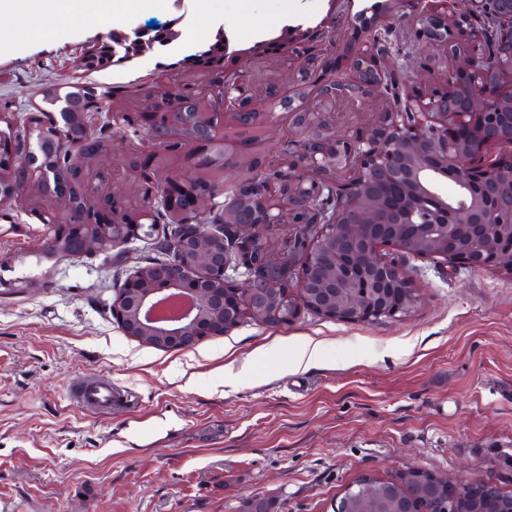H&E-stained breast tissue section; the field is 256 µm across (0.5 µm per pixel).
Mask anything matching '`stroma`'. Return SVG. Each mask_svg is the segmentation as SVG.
Instances as JSON below:
<instances>
[{
	"label": "stroma",
	"mask_w": 512,
	"mask_h": 512,
	"mask_svg": "<svg viewBox=\"0 0 512 512\" xmlns=\"http://www.w3.org/2000/svg\"><path fill=\"white\" fill-rule=\"evenodd\" d=\"M329 14L319 0L312 51L354 37L355 14L382 0H353ZM159 0L129 18V28L184 12L176 46L154 47L81 82L96 93L145 105L161 73L180 72L186 55L214 37L212 16L240 36L234 64L256 111L291 87L292 69L266 5L228 12L225 0ZM15 45L0 48V107L29 111L40 87L65 83L82 46L107 33L87 18L25 14ZM336 133L372 121L382 101L325 103ZM290 117L233 129L224 188L274 162L290 139ZM112 147L120 185L135 194L140 140L132 128L99 127ZM52 230L33 205H0V512H239L264 499L271 512H334L363 474L396 478L415 465L456 481L482 478L512 495V275L452 268L385 252L407 268L419 296L407 316L344 322L301 312L293 322H244L186 350L165 351L126 336L112 298L127 270L149 262L152 242L126 255L90 249L50 253ZM325 344L321 363L293 368L305 338ZM281 342L261 360L256 348ZM252 362L235 386L224 368ZM105 375L125 400L106 414L81 410L69 389Z\"/></svg>",
	"instance_id": "1"
}]
</instances>
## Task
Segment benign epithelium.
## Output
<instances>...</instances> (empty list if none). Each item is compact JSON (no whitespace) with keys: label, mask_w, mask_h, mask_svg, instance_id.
<instances>
[{"label":"benign epithelium","mask_w":512,"mask_h":512,"mask_svg":"<svg viewBox=\"0 0 512 512\" xmlns=\"http://www.w3.org/2000/svg\"><path fill=\"white\" fill-rule=\"evenodd\" d=\"M388 13L410 7L415 40L432 50L429 67L406 80L402 91L371 127L352 134L329 131L324 113L308 104L315 67L344 71L317 89L324 100L364 101L391 89L397 60L382 24H364L355 46L335 45L315 55L292 49L297 79L291 93L272 95L263 113L250 107L248 89L229 71L233 53L224 42V79L184 87L162 74L148 112L131 114L119 104L108 112L114 129L137 127L145 138L146 169L181 147L187 171L158 181L145 176L136 196L112 192L115 169L88 168L98 151L93 132L73 140L49 130L35 112L0 115V123L26 129L23 151L0 130V158L12 162L1 200L20 199L36 186L51 206L39 213L55 230L49 250L76 255L93 246L125 252L166 225L167 258L134 266L112 300V316L123 333L160 350H183L224 335L245 315L266 324L292 321L306 308L344 322L399 318L394 292L415 305L417 295L400 263L381 253L402 252L450 267L497 269L512 274V0H387ZM493 19L498 48L479 50L477 20ZM289 113L300 139L285 161L238 183L224 205L219 188L196 190L201 157L213 165L217 148H228L226 119L254 125L276 109ZM457 187L448 195V183ZM221 208L219 219L209 215ZM288 230V249L275 251L272 238ZM186 301L176 317L168 302ZM408 482L403 499L396 488ZM361 495L378 512H413L411 501L427 500L429 512H457L465 491L480 500L478 512H501L503 494L489 480L443 484L416 466L377 484L361 476Z\"/></svg>","instance_id":"1"}]
</instances>
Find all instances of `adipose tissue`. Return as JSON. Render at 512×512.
Wrapping results in <instances>:
<instances>
[{
	"label": "adipose tissue",
	"instance_id": "1",
	"mask_svg": "<svg viewBox=\"0 0 512 512\" xmlns=\"http://www.w3.org/2000/svg\"><path fill=\"white\" fill-rule=\"evenodd\" d=\"M143 0H0V18L22 13L67 14L82 11L90 18L108 17L115 28H122L130 12L139 8Z\"/></svg>",
	"mask_w": 512,
	"mask_h": 512
}]
</instances>
